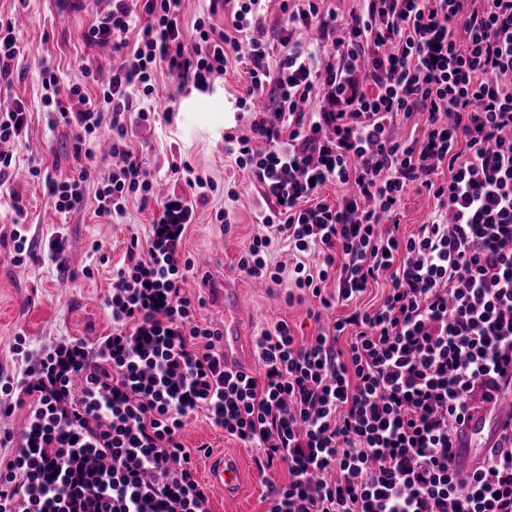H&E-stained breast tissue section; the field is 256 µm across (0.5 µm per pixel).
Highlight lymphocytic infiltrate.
I'll use <instances>...</instances> for the list:
<instances>
[{
	"instance_id": "f902f5d3",
	"label": "lymphocytic infiltrate",
	"mask_w": 512,
	"mask_h": 512,
	"mask_svg": "<svg viewBox=\"0 0 512 512\" xmlns=\"http://www.w3.org/2000/svg\"><path fill=\"white\" fill-rule=\"evenodd\" d=\"M266 2L237 0L221 28L224 0H209L188 30L182 0H111L85 39L121 64L96 92L61 88L42 68L45 105L75 129L72 172L46 181L56 210L81 201L105 128L112 164L97 213L157 209L112 272L111 334L37 350L15 337L0 419L21 407L28 419L21 434L0 430V512H208L180 440L200 412L255 449L258 469L286 464L269 512H512V440L467 480L451 466L453 425L512 388V0H366L344 39L325 0H283L275 62ZM301 28L332 43V61L318 63ZM235 63L249 78L239 110L265 95L278 117L236 139V162L268 205L257 217L266 232L238 266L281 285L269 248L286 234L322 257L296 263L287 301L300 292L348 309L304 342L284 321L264 332L255 373L225 368L183 292L193 268L183 237L214 182L175 161L192 194L158 197L127 138L130 116L150 120L160 74L206 93ZM417 112L422 136L393 138L391 125ZM329 183L354 191L333 207L318 200ZM412 188L437 209L403 238L394 227ZM383 275L378 307H358Z\"/></svg>"
}]
</instances>
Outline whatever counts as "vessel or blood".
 <instances>
[{"label":"vessel or blood","mask_w":512,"mask_h":512,"mask_svg":"<svg viewBox=\"0 0 512 512\" xmlns=\"http://www.w3.org/2000/svg\"><path fill=\"white\" fill-rule=\"evenodd\" d=\"M240 294L232 282H225L220 304L221 329L219 343L224 351V363L234 368L239 353ZM512 431V416L498 410L471 412L462 424L457 425L454 436V468L471 470L480 466L490 450L504 433ZM242 479L239 463L231 460L210 462L206 480L212 491L234 498Z\"/></svg>","instance_id":"vessel-or-blood-1"}]
</instances>
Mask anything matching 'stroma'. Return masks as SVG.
I'll return each instance as SVG.
<instances>
[{
	"label": "stroma",
	"instance_id": "1",
	"mask_svg": "<svg viewBox=\"0 0 512 512\" xmlns=\"http://www.w3.org/2000/svg\"><path fill=\"white\" fill-rule=\"evenodd\" d=\"M14 24L23 53L11 64V74L0 80V103H21L28 124L24 138L14 145L17 168L0 186V372H14L9 347L17 333H25L33 348L66 337L96 340L112 330V319L104 305L112 269L121 265L131 237L146 239L154 207L130 204L124 218L110 220L97 216L94 193L100 173L108 160L94 157L88 163V181L83 200L66 213L57 212L55 200L44 183L30 180L29 166L38 164L51 175L68 172L73 164L74 132L50 126L42 102L40 64L59 68L64 80L79 78L82 68H108L109 53L87 46L84 34L93 23L84 16L64 17L51 0H0V20ZM159 98H175L179 114L172 124L163 119L134 122L129 126L133 147L142 153L152 173L165 190L188 193L184 181L174 180L168 169L172 159H184L201 177L214 180L218 188L207 204L198 206L194 224L188 226L183 251L195 267L184 292L192 300L209 302L212 287L225 272H234L242 302V360L249 370L261 364L256 340L278 322H288L294 335L308 337L317 325L308 311L316 299L288 303L291 279L269 290L256 288L253 278L238 267L241 251L255 236L264 234L257 215L266 207L246 170L224 150L225 135L246 133L250 113L238 110L237 101L246 93L245 65L229 67L223 79L207 93L178 87L169 76L159 79ZM436 208L432 195L408 190L400 207L398 233H414L430 220ZM229 214V221H215L217 211ZM24 224L33 243L34 255L25 265L15 264L11 233ZM65 240V260L55 264L43 255L42 245L52 235ZM185 447L195 449V472L203 474L210 458L225 454L238 456L243 465V487L234 503L211 495L210 512H267L269 485L288 480L286 465L259 472L254 449L211 424L206 413L191 418L182 433Z\"/></svg>",
	"mask_w": 512,
	"mask_h": 512
}]
</instances>
